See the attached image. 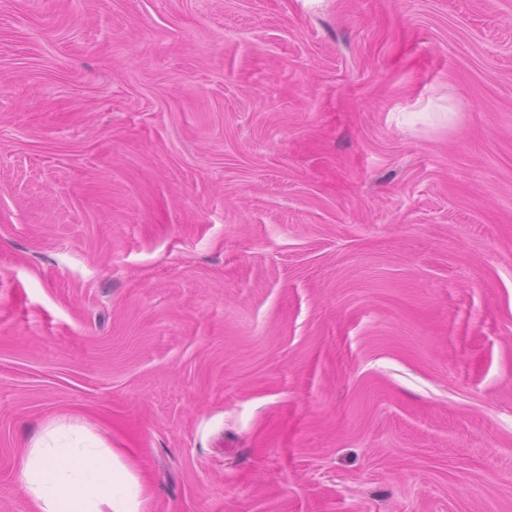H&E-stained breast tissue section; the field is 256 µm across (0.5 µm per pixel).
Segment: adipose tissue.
<instances>
[{
	"label": "adipose tissue",
	"instance_id": "obj_1",
	"mask_svg": "<svg viewBox=\"0 0 512 512\" xmlns=\"http://www.w3.org/2000/svg\"><path fill=\"white\" fill-rule=\"evenodd\" d=\"M19 480L36 512H145L137 476L107 439L76 419L50 420L33 434Z\"/></svg>",
	"mask_w": 512,
	"mask_h": 512
}]
</instances>
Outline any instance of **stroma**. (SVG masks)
<instances>
[{
	"instance_id": "1",
	"label": "stroma",
	"mask_w": 512,
	"mask_h": 512,
	"mask_svg": "<svg viewBox=\"0 0 512 512\" xmlns=\"http://www.w3.org/2000/svg\"><path fill=\"white\" fill-rule=\"evenodd\" d=\"M61 415L147 512H512V0H0V512Z\"/></svg>"
}]
</instances>
